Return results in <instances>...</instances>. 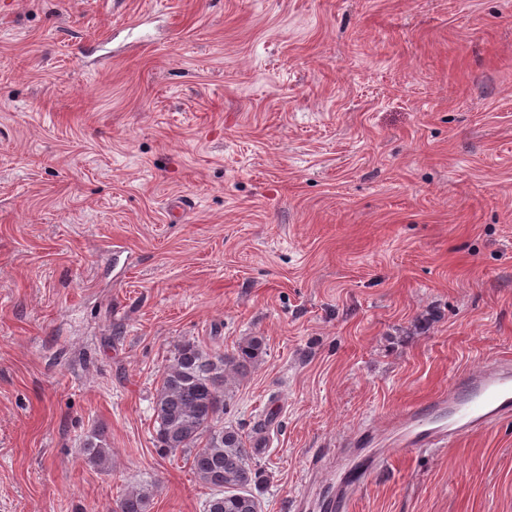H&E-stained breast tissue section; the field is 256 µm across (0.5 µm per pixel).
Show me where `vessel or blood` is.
I'll return each mask as SVG.
<instances>
[{
  "label": "vessel or blood",
  "mask_w": 512,
  "mask_h": 512,
  "mask_svg": "<svg viewBox=\"0 0 512 512\" xmlns=\"http://www.w3.org/2000/svg\"><path fill=\"white\" fill-rule=\"evenodd\" d=\"M512 417V362L494 361L469 371L448 390L411 408L395 427L393 447L378 449L365 465L350 475L344 493L323 504L325 512H346L348 502L361 490L369 475L383 468L397 452L443 448L461 437L487 430Z\"/></svg>",
  "instance_id": "vessel-or-blood-1"
}]
</instances>
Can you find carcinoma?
Listing matches in <instances>:
<instances>
[{
    "label": "carcinoma",
    "mask_w": 512,
    "mask_h": 512,
    "mask_svg": "<svg viewBox=\"0 0 512 512\" xmlns=\"http://www.w3.org/2000/svg\"><path fill=\"white\" fill-rule=\"evenodd\" d=\"M263 338L253 336L232 354L212 352L195 342L178 345L161 374L154 397V423L159 447L191 458V469L211 489L206 512H261L253 486L262 474L240 430L224 424L228 385L248 373L263 356ZM92 465L109 462L112 449L91 435L84 444ZM151 491L128 490L113 512H148Z\"/></svg>",
    "instance_id": "1"
}]
</instances>
